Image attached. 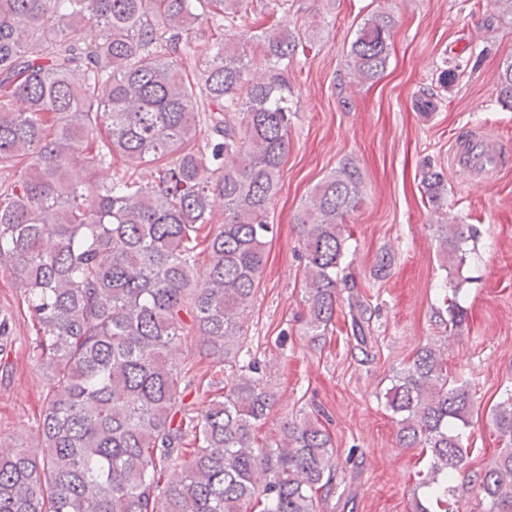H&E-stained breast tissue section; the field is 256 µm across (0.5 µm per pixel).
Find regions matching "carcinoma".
<instances>
[{
	"label": "carcinoma",
	"mask_w": 512,
	"mask_h": 512,
	"mask_svg": "<svg viewBox=\"0 0 512 512\" xmlns=\"http://www.w3.org/2000/svg\"><path fill=\"white\" fill-rule=\"evenodd\" d=\"M243 5L0 0V170H15L0 182V267L23 292L35 328L29 358L48 384L34 445L0 449V512H318L334 490V448L318 416L257 444L274 393L255 361L232 356L274 237L269 207L288 153L285 73L302 46L286 26L248 33ZM203 21L211 38L194 44ZM84 22L96 38L68 37ZM393 25L386 11L360 23L348 56L357 79L384 72ZM237 27L234 40L227 32ZM246 45L264 71H252ZM187 47L205 61L198 75L175 64ZM498 89L512 102V59ZM150 164L145 183L137 171ZM422 182L441 205L442 173ZM362 194L361 171L344 162L296 215L314 336L328 330L348 285L343 220ZM215 196L222 224L212 222ZM435 234L442 267L462 268L473 228L438 224ZM351 309L365 350L371 308L357 298ZM190 342L215 366L201 410L185 394L200 391ZM385 398L400 442L429 455L414 512H449L468 455L470 387L449 378L444 353L428 345L393 375ZM494 421L512 441V390ZM476 485L483 512H512L511 448Z\"/></svg>",
	"instance_id": "cac0c4a2"
}]
</instances>
